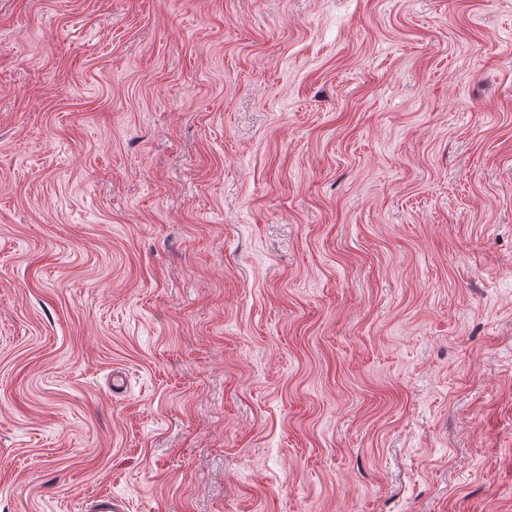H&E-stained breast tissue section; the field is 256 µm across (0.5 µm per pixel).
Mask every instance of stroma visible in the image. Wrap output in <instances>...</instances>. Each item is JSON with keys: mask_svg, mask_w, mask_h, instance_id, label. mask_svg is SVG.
<instances>
[{"mask_svg": "<svg viewBox=\"0 0 512 512\" xmlns=\"http://www.w3.org/2000/svg\"><path fill=\"white\" fill-rule=\"evenodd\" d=\"M512 512V0H0V512Z\"/></svg>", "mask_w": 512, "mask_h": 512, "instance_id": "35a3bbf8", "label": "stroma"}]
</instances>
